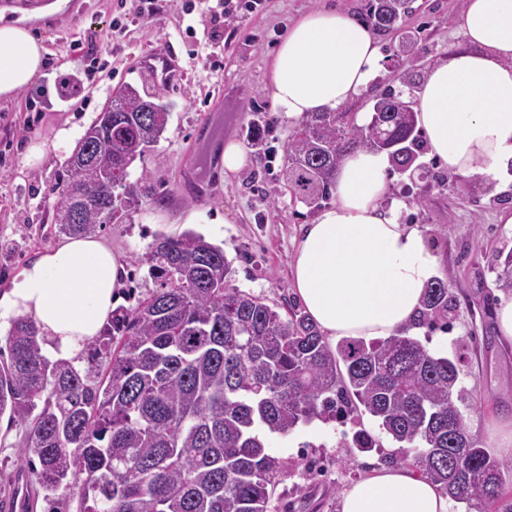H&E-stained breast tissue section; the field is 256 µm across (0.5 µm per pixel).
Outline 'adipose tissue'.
Returning a JSON list of instances; mask_svg holds the SVG:
<instances>
[{
  "label": "adipose tissue",
  "instance_id": "obj_1",
  "mask_svg": "<svg viewBox=\"0 0 512 512\" xmlns=\"http://www.w3.org/2000/svg\"><path fill=\"white\" fill-rule=\"evenodd\" d=\"M466 49L434 65L418 94L417 124L449 173L499 178L512 164V0H465ZM46 47L23 19L0 12V100L41 75ZM384 55L366 23L312 10L271 53L270 87L291 121L335 112L367 91ZM388 156L358 151L336 173L335 200L306 225L293 287L328 342L384 338L409 327L439 265L423 233L390 199ZM125 262L95 236L42 252L0 297V324L32 320L55 357L77 358L99 335L124 285ZM341 512H448V498L405 468L380 469L349 485Z\"/></svg>",
  "mask_w": 512,
  "mask_h": 512
}]
</instances>
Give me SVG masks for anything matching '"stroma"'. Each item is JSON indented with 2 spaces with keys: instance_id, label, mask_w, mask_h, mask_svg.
I'll return each mask as SVG.
<instances>
[{
  "instance_id": "1",
  "label": "stroma",
  "mask_w": 512,
  "mask_h": 512,
  "mask_svg": "<svg viewBox=\"0 0 512 512\" xmlns=\"http://www.w3.org/2000/svg\"><path fill=\"white\" fill-rule=\"evenodd\" d=\"M361 16L365 0H257L225 21L194 0H163L161 13L137 17L138 0H67L57 14L32 20L30 28L48 50L38 81L12 100L0 102V294L12 288L24 266L63 239L41 202L55 184L71 147L52 149L56 132L70 128L80 139L114 90L129 84L159 91L169 120L158 144L132 166L148 173L150 189L129 217L104 225L98 236L126 261L119 306L134 307L153 284L140 258L156 236L192 231L224 250L232 285L287 314L297 297L292 259L304 224L316 211L294 200L283 179V146L294 124L277 117L262 146H252L253 109L273 110L268 84L269 54L288 26L326 4ZM465 0H412L397 28L379 34L386 67L369 92L348 112L370 113L372 96L399 86L405 70L422 73L465 44L461 15ZM128 20L113 36L112 23ZM150 51L173 55L177 76L159 86L138 68ZM241 143L245 166L235 173L214 167L215 151ZM48 144L40 159L30 146ZM419 161L427 174L394 172L391 195L407 204L403 217L428 237L442 272L451 273L458 310L448 329H426L419 338L440 355L463 353L459 388L467 427L490 448L491 427L512 419V339L497 332L495 313L511 296L496 288L498 257L512 253V178L460 179L439 166L431 153ZM378 432L370 417L313 420L268 439L273 455L288 462L272 500V512H340L343 491L375 468H396L401 452L382 438L379 448L343 447L357 428ZM21 425L0 418V498L11 493L20 458Z\"/></svg>"
}]
</instances>
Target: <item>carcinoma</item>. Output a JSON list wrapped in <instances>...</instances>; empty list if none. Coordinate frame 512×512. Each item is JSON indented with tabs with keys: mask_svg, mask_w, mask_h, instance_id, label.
<instances>
[{
	"mask_svg": "<svg viewBox=\"0 0 512 512\" xmlns=\"http://www.w3.org/2000/svg\"><path fill=\"white\" fill-rule=\"evenodd\" d=\"M405 0H368L362 20L395 28ZM365 124L345 112H312L284 146L286 185L312 207L332 197L336 169L360 149L385 151L406 172L424 149L404 93L382 90ZM75 145L93 163H66L50 189L54 223L93 235L136 207L147 178L130 167L162 137L160 95L126 85ZM141 262L154 287L118 308L85 349L88 368L51 359L35 324L19 319L0 362V417L25 425L21 458L45 498L79 486L78 512H270L285 464L267 435L315 418L369 415L403 451L401 461L467 512H512V461L490 456L467 429L455 394L460 354L443 357L407 334L346 338L331 346L314 321L288 318L230 284L224 250L187 231L161 235ZM450 278L426 289L418 326H448L457 309ZM512 289V254L496 268ZM361 429L349 447L370 452Z\"/></svg>",
	"mask_w": 512,
	"mask_h": 512,
	"instance_id": "1",
	"label": "carcinoma"
}]
</instances>
